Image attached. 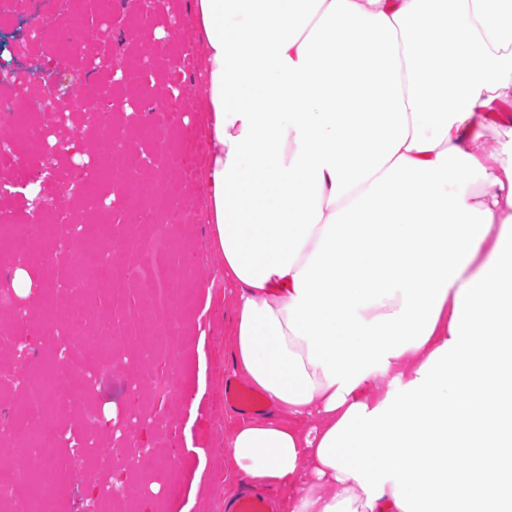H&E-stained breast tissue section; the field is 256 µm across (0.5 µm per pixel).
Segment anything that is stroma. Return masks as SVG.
<instances>
[{
    "instance_id": "obj_1",
    "label": "stroma",
    "mask_w": 512,
    "mask_h": 512,
    "mask_svg": "<svg viewBox=\"0 0 512 512\" xmlns=\"http://www.w3.org/2000/svg\"><path fill=\"white\" fill-rule=\"evenodd\" d=\"M75 8L82 15L79 36L86 47L78 58L66 61L52 53L55 37L65 31L58 19V0H0V9L15 16L14 25L4 32L12 43L14 65L0 73V100H26L28 82L34 79L51 88L52 102L58 110L55 123L45 130L43 139L20 145L29 171L35 174L41 170L43 152L51 141L62 144L80 140L85 146L93 145L98 129L96 116L71 111L70 92L90 88L111 75L118 64L113 52L121 44L130 54L142 57L139 67L128 76L132 93L115 103L123 114L133 151L148 157L153 154L154 140L142 124L161 96V83L172 84L179 99L188 103L179 112L180 132L173 137L171 149L181 167L194 172V179L184 184L174 170L157 168L142 170L140 178L167 181L172 196L193 204L202 217L207 202L200 176L209 156L199 85L205 46L194 34L193 18L186 5L170 12L161 7L148 15L130 14L117 32L109 29L93 0H76ZM173 27L192 36L194 55L184 66L173 63V39L156 35L157 30ZM35 29L44 31L45 40L31 47L24 34ZM490 120L491 129L474 146L476 155L488 165L493 162L497 143L512 135L511 90L504 91L495 102ZM34 248L49 263L34 275L33 297L18 301L13 308L0 309V331L22 335L28 345V355L22 359L0 350V386L10 389L0 399V423L17 435L26 433L29 421L27 397L13 382L19 376L51 368L55 341L38 328V305L66 273L54 238H43L35 242ZM161 256L170 266L179 268L187 281V293L179 298L175 309L183 320L181 355L173 364L157 360L149 363L138 347L132 346L114 366L99 361L86 363L87 377L67 402L55 428L52 464L74 474L68 496L56 501L55 512H102L100 492L113 481L136 486L134 495L126 499V512H224V498L236 486L237 478L224 458V439L240 421L239 415L224 404V384L233 378L229 331L235 295L217 275L220 259L207 248L202 220L186 225ZM161 377L172 378V389L151 393V382ZM107 405L117 409L111 433L88 432L84 415ZM88 436L98 443L100 453L129 441L138 448L157 449V459L133 472L118 459L106 469L95 458L73 451L72 442ZM168 460L179 465L176 478L166 473L164 463ZM156 484L161 487L157 493L152 490Z\"/></svg>"
}]
</instances>
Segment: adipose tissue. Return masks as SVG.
Returning a JSON list of instances; mask_svg holds the SVG:
<instances>
[{
  "mask_svg": "<svg viewBox=\"0 0 512 512\" xmlns=\"http://www.w3.org/2000/svg\"><path fill=\"white\" fill-rule=\"evenodd\" d=\"M191 10L207 246L236 290L233 371L267 405L227 439L237 475L287 512L512 502V140L492 166L472 150L512 87V0ZM478 438L473 474L449 471Z\"/></svg>",
  "mask_w": 512,
  "mask_h": 512,
  "instance_id": "adipose-tissue-1",
  "label": "adipose tissue"
}]
</instances>
